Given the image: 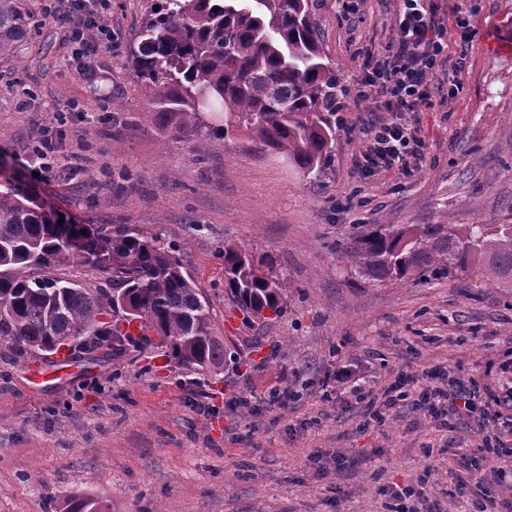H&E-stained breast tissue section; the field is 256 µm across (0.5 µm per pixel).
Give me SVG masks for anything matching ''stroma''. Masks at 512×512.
<instances>
[{"label":"stroma","mask_w":512,"mask_h":512,"mask_svg":"<svg viewBox=\"0 0 512 512\" xmlns=\"http://www.w3.org/2000/svg\"><path fill=\"white\" fill-rule=\"evenodd\" d=\"M49 0H23L40 25L0 59V185L14 184L75 224H133L174 244L224 341L215 370L171 360L155 334L122 351L70 347L76 376L36 385V358L0 360V512H65L75 495L105 512H470V461L486 474L512 458L486 449L493 412L448 428L400 400L375 418L346 400L339 373L367 394L441 369L487 379L512 344V296L464 280L350 278L340 252L375 225L512 224V0H426L471 39L462 88L419 104L420 164L362 174L364 119L384 113L358 90L387 56L401 0H311L343 94L330 168L305 175L239 140L204 151L170 138L145 109L130 49L156 0H111L114 35L92 69L72 60ZM48 138L49 167L25 149ZM270 254L286 308L244 318L224 295V245ZM294 397L269 400L276 388ZM414 496L399 501L395 486Z\"/></svg>","instance_id":"obj_1"}]
</instances>
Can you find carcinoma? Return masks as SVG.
I'll use <instances>...</instances> for the list:
<instances>
[{"label":"carcinoma","instance_id":"cac0c4a2","mask_svg":"<svg viewBox=\"0 0 512 512\" xmlns=\"http://www.w3.org/2000/svg\"><path fill=\"white\" fill-rule=\"evenodd\" d=\"M36 25L21 0H0V58L14 59ZM147 111L197 151L238 138L305 174L329 165L336 138V70L324 61L309 0H162L132 55ZM83 260L112 275L90 288L45 272ZM342 261L363 280L421 284L473 273L475 287L512 291V224H415L370 231ZM224 287L243 312L284 308L277 261L224 245ZM122 314L109 325L103 316ZM154 332L178 363L224 364L207 299L160 235L133 224H61L19 190H0V343L11 355L56 353L58 340L136 341L122 324ZM67 512H102L78 497Z\"/></svg>","mask_w":512,"mask_h":512}]
</instances>
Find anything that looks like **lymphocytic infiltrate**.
Segmentation results:
<instances>
[{
  "label": "lymphocytic infiltrate",
  "instance_id": "f902f5d3",
  "mask_svg": "<svg viewBox=\"0 0 512 512\" xmlns=\"http://www.w3.org/2000/svg\"><path fill=\"white\" fill-rule=\"evenodd\" d=\"M52 16L73 48L72 58L89 65L100 47L112 43L111 26L105 21L109 0H54ZM394 54L368 72L364 84L378 106L395 114L415 111L437 88L430 76L439 57L448 49L446 30L425 8L424 0H402L393 26ZM367 148L359 162L365 173L406 172L422 158V141L416 131L396 122H366L360 127ZM415 406L443 409L450 419L471 418L477 406L511 407L512 386L504 392L480 389L472 378H452L419 389Z\"/></svg>",
  "mask_w": 512,
  "mask_h": 512
}]
</instances>
